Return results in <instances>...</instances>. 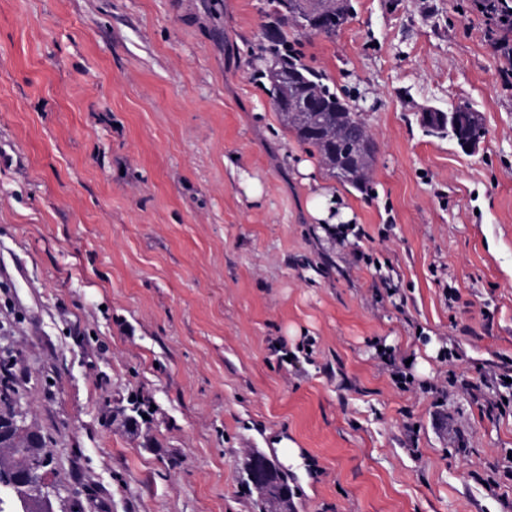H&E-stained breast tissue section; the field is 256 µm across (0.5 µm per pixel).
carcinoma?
Here are the masks:
<instances>
[{"instance_id":"carcinoma-1","label":"carcinoma","mask_w":512,"mask_h":512,"mask_svg":"<svg viewBox=\"0 0 512 512\" xmlns=\"http://www.w3.org/2000/svg\"><path fill=\"white\" fill-rule=\"evenodd\" d=\"M279 24L265 34L267 46L258 58L267 62L264 76L268 80L273 105L282 125L297 139L313 147L326 170L341 182L362 191L366 188L375 153L367 148L372 141L362 113L328 84L327 75L304 62L288 42L286 27L293 26L301 35L320 34L332 37L353 14L351 0H271ZM431 121L423 122L426 132L449 137L467 147L486 135L481 116L468 104H459L450 112L430 111ZM17 382L10 370V360L0 356V448L12 450L15 463L26 466L46 455V439L36 433L32 440L15 437L12 418L15 413L13 394ZM244 463L242 486L256 496L260 512H279L283 501L267 497L246 474Z\"/></svg>"}]
</instances>
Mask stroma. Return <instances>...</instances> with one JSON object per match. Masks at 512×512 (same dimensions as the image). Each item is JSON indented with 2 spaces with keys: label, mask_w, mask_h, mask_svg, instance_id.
Returning a JSON list of instances; mask_svg holds the SVG:
<instances>
[{
  "label": "stroma",
  "mask_w": 512,
  "mask_h": 512,
  "mask_svg": "<svg viewBox=\"0 0 512 512\" xmlns=\"http://www.w3.org/2000/svg\"><path fill=\"white\" fill-rule=\"evenodd\" d=\"M352 5L290 42L359 94L365 192L275 112L266 0H0V351L54 512H257L242 465L284 440L291 512H512V401L482 398L512 370V89L473 0ZM461 103L473 151L421 124ZM339 195L322 189L315 193L307 206L308 213L318 224H340L337 213H340L341 221L346 222L351 219L350 213L344 207L337 208Z\"/></svg>",
  "instance_id": "obj_1"
}]
</instances>
